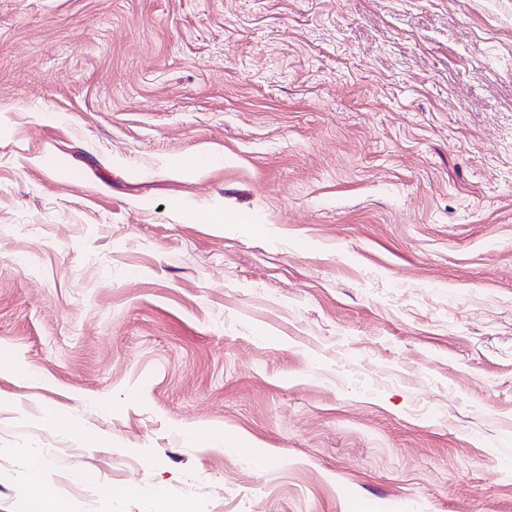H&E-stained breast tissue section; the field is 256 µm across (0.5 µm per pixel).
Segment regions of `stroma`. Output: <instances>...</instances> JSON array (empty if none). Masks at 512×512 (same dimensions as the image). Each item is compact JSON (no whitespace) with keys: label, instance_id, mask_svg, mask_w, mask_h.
<instances>
[{"label":"stroma","instance_id":"obj_1","mask_svg":"<svg viewBox=\"0 0 512 512\" xmlns=\"http://www.w3.org/2000/svg\"><path fill=\"white\" fill-rule=\"evenodd\" d=\"M161 499L512 512V0H0V512Z\"/></svg>","mask_w":512,"mask_h":512}]
</instances>
